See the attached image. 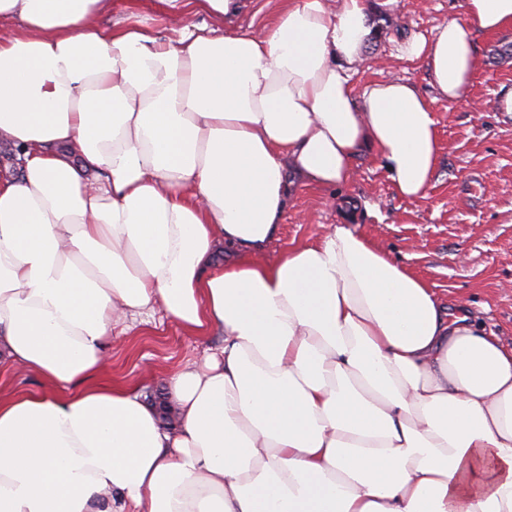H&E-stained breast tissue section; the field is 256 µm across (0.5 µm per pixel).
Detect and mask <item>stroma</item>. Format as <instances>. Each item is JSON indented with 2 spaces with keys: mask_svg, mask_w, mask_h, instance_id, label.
Returning a JSON list of instances; mask_svg holds the SVG:
<instances>
[{
  "mask_svg": "<svg viewBox=\"0 0 512 512\" xmlns=\"http://www.w3.org/2000/svg\"><path fill=\"white\" fill-rule=\"evenodd\" d=\"M464 15V0H373V36L354 77L356 91L389 75L410 81L432 100L441 152L428 196L400 198L379 161L364 154L357 173L337 192L296 187L270 257L342 223L336 196L350 200L359 231L405 263L446 302L512 345V112L498 99L512 90V29L480 34L478 67L466 100L438 97L423 63L398 59L400 47L432 37L440 24ZM223 334H191L161 316H144L108 341L106 377L137 386L142 397H167L168 376L189 358L222 344Z\"/></svg>",
  "mask_w": 512,
  "mask_h": 512,
  "instance_id": "obj_1",
  "label": "stroma"
}]
</instances>
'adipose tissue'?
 <instances>
[{
  "label": "adipose tissue",
  "mask_w": 512,
  "mask_h": 512,
  "mask_svg": "<svg viewBox=\"0 0 512 512\" xmlns=\"http://www.w3.org/2000/svg\"><path fill=\"white\" fill-rule=\"evenodd\" d=\"M0 0V512H512V347L350 224L267 259L294 186L374 153L427 198L438 120L409 81L355 95L369 0H284L261 31L203 35L238 0ZM112 14L110 26L97 19ZM512 0L404 45L464 100L476 37ZM224 346L172 372L177 414L94 378L128 318ZM41 387V379L31 372H2L0 369V388L36 391Z\"/></svg>",
  "instance_id": "obj_1"
}]
</instances>
